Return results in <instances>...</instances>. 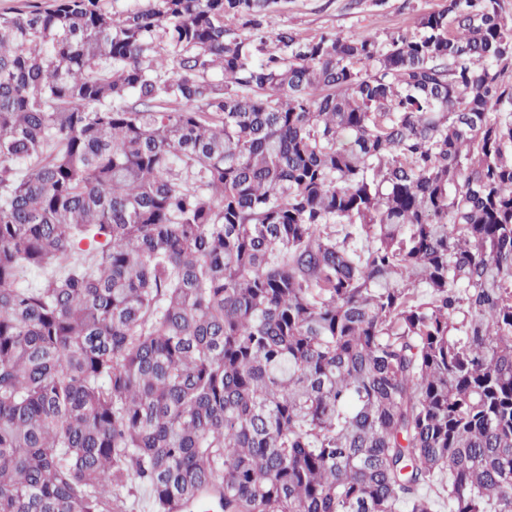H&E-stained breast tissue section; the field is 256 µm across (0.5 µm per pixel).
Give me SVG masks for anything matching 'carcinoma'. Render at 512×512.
<instances>
[{
    "label": "carcinoma",
    "instance_id": "carcinoma-1",
    "mask_svg": "<svg viewBox=\"0 0 512 512\" xmlns=\"http://www.w3.org/2000/svg\"><path fill=\"white\" fill-rule=\"evenodd\" d=\"M99 2L0 13V512H512L500 0ZM445 0H284L275 28L304 38L321 33L374 37L386 43L393 35L415 32L419 18Z\"/></svg>",
    "mask_w": 512,
    "mask_h": 512
}]
</instances>
